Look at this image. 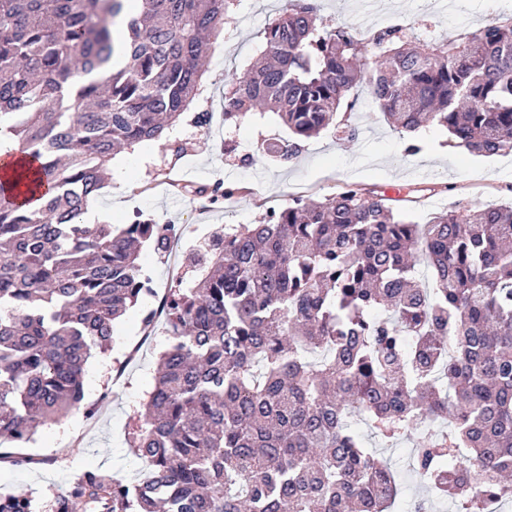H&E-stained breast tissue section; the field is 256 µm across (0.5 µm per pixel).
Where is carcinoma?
<instances>
[{
	"mask_svg": "<svg viewBox=\"0 0 512 512\" xmlns=\"http://www.w3.org/2000/svg\"><path fill=\"white\" fill-rule=\"evenodd\" d=\"M239 0H0V151L45 191L0 182V438L18 448L85 407L89 360L149 301L139 262L170 224H89L116 155L176 129ZM317 25L288 0L261 62L224 92V124L270 112L280 162L366 84L401 132L430 122L477 156L512 148V19L417 44ZM212 205L246 188L175 185ZM169 343L129 436L133 480L84 472L52 512H390L398 488L354 421L413 440L419 482L454 512L512 501V203L414 223L346 185L294 199L187 257ZM0 512H37L25 495Z\"/></svg>",
	"mask_w": 512,
	"mask_h": 512,
	"instance_id": "carcinoma-1",
	"label": "carcinoma"
}]
</instances>
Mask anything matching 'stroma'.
Wrapping results in <instances>:
<instances>
[{
    "instance_id": "stroma-1",
    "label": "stroma",
    "mask_w": 512,
    "mask_h": 512,
    "mask_svg": "<svg viewBox=\"0 0 512 512\" xmlns=\"http://www.w3.org/2000/svg\"><path fill=\"white\" fill-rule=\"evenodd\" d=\"M285 2L240 0L219 47L204 60V91L191 106L192 112L209 113L210 121L199 128L187 119L175 132V141L186 143V153H175V141L161 139L122 151L112 162V179L95 205L97 221L119 226L141 220L196 229L195 237L168 252H143L141 261L158 294L170 288L187 252L212 235L257 223L270 209L286 207L295 198H327L347 184L384 192L396 189L395 206L420 224L453 202L512 201V152L474 156L451 143L446 130L432 125L399 133L364 85L351 91L349 107L338 112L340 131L308 140L289 163L271 161L264 152L268 142L288 135L274 119L225 129L226 78L243 73L255 61L265 25ZM313 2L318 25L333 28L357 22L367 35L391 25L411 26L420 40L431 43L470 36L491 19L512 18V0H456L450 14L439 12L434 0ZM219 179L246 186L249 192L215 207L204 198L177 194L172 187L176 180L207 184ZM143 316L142 308H130L114 327L111 348L85 368V403L96 407V416L75 411L40 430L21 450L31 464H0V494L27 495L40 512H51L54 500L85 470L101 468L132 478L139 461L127 444V433L153 388L157 358L168 344L161 323L151 340H143ZM411 447L405 441L378 449L404 488L393 512H411L414 500L427 493L412 471Z\"/></svg>"
}]
</instances>
